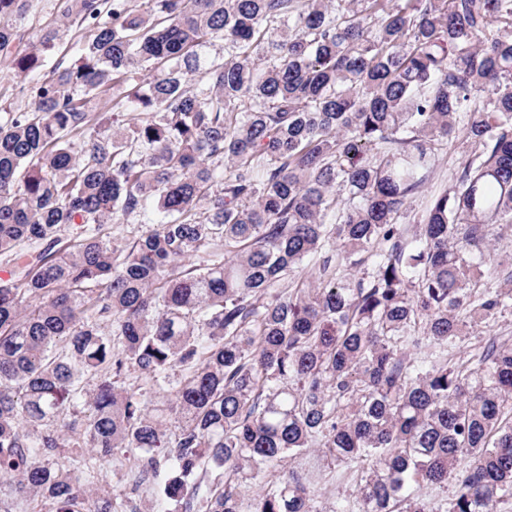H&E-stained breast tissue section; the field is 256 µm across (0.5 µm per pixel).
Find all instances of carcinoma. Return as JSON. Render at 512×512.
Returning <instances> with one entry per match:
<instances>
[{"label": "carcinoma", "mask_w": 512, "mask_h": 512, "mask_svg": "<svg viewBox=\"0 0 512 512\" xmlns=\"http://www.w3.org/2000/svg\"><path fill=\"white\" fill-rule=\"evenodd\" d=\"M32 10L0 0L34 104H0V257L42 246L0 281V512H138L90 500L108 469L176 512H335L284 469L312 448L358 512L511 500L512 343L453 353L512 310V0H61L34 41ZM463 146L461 137H458L448 141L447 147H443L441 150L443 161H441L440 167L437 170L434 182L437 184L441 183L443 186L447 185L448 188L451 187L453 183L452 173L464 155L462 154Z\"/></svg>", "instance_id": "1"}]
</instances>
